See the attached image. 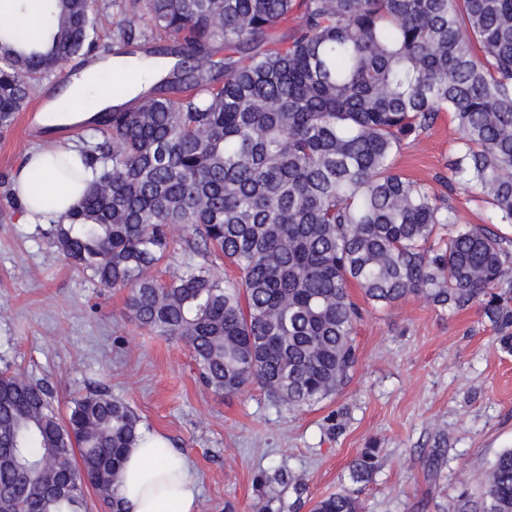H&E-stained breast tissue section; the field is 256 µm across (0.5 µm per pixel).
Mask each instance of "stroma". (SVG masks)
Returning a JSON list of instances; mask_svg holds the SVG:
<instances>
[{
  "instance_id": "obj_1",
  "label": "stroma",
  "mask_w": 512,
  "mask_h": 512,
  "mask_svg": "<svg viewBox=\"0 0 512 512\" xmlns=\"http://www.w3.org/2000/svg\"><path fill=\"white\" fill-rule=\"evenodd\" d=\"M38 98L0 130V176L47 141L83 144L84 129L44 131ZM450 114L406 140L395 159L405 177L434 184L456 149ZM0 197V369L39 381L67 406L105 390L127 401L144 429L167 438L198 482L197 512H312L319 499L356 488L363 512H448L477 492L496 455L512 448V355L479 305L448 315L419 298L381 308L359 288L358 363L338 394L290 411L252 386L207 389L183 342L136 327L123 291L73 269L38 224L19 221ZM443 462L431 466L436 444ZM379 448L365 483L349 464Z\"/></svg>"
}]
</instances>
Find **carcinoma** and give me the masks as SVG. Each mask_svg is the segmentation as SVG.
Returning <instances> with one entry per match:
<instances>
[{
    "label": "carcinoma",
    "mask_w": 512,
    "mask_h": 512,
    "mask_svg": "<svg viewBox=\"0 0 512 512\" xmlns=\"http://www.w3.org/2000/svg\"><path fill=\"white\" fill-rule=\"evenodd\" d=\"M31 26L0 22L1 129L73 57L111 47L165 66L95 121L91 188L45 234L99 286L127 291L137 326L182 341L214 393L257 384L294 410L340 392L358 361L353 285L381 306L478 302L512 354V252L450 202L475 190L490 223L512 224V0H129L107 29L94 0H45L41 35ZM442 112L458 144L435 190L395 157ZM176 244L202 262L162 283L151 270ZM220 259L239 276L224 278ZM141 432L103 390L62 418L42 385L0 371V512H87L90 488L127 512L123 455ZM378 456L362 449L352 480ZM450 509L512 512V448ZM313 512L361 504L343 491Z\"/></svg>",
    "instance_id": "carcinoma-1"
}]
</instances>
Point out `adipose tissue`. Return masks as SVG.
I'll list each match as a JSON object with an SVG mask.
<instances>
[{"label":"adipose tissue","mask_w":512,"mask_h":512,"mask_svg":"<svg viewBox=\"0 0 512 512\" xmlns=\"http://www.w3.org/2000/svg\"><path fill=\"white\" fill-rule=\"evenodd\" d=\"M122 65L98 62L83 69L68 84L67 107L58 112L38 113L36 121L45 127L71 125L96 117L112 105L103 77L122 73ZM67 164L80 170L82 156L74 147L49 145L27 154L12 178V191L21 207V221L36 223L38 217L64 218L85 188L78 180L65 178L58 170ZM129 512H196L198 488L188 459L176 452L169 441L145 433L139 444L126 454L118 488Z\"/></svg>","instance_id":"ef3b65f1"}]
</instances>
